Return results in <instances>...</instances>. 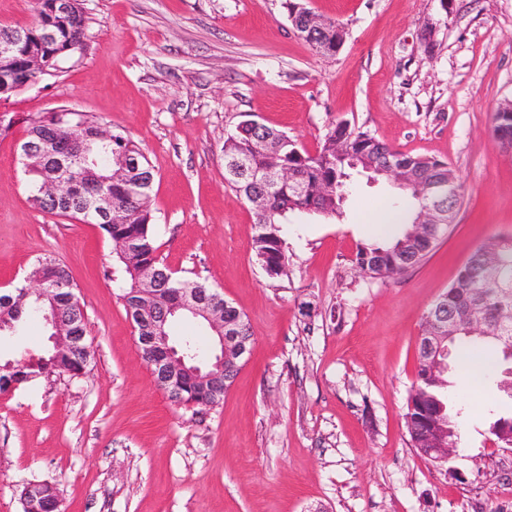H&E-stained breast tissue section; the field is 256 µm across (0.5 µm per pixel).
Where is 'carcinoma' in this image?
<instances>
[{
	"instance_id": "cac0c4a2",
	"label": "carcinoma",
	"mask_w": 512,
	"mask_h": 512,
	"mask_svg": "<svg viewBox=\"0 0 512 512\" xmlns=\"http://www.w3.org/2000/svg\"><path fill=\"white\" fill-rule=\"evenodd\" d=\"M58 33V43L43 49L42 56L57 54L55 61L65 58L61 50L82 44L85 18L78 7L68 15L54 11L53 0H45L42 11L29 29L30 36L25 42L16 44L11 54V68L25 76L42 80L46 74L33 71L30 63L32 48L37 45L40 31L46 27ZM27 136L22 142L33 152L21 156L25 171L31 177L33 186L32 202L42 211L77 220H87L97 225L111 241L125 240L134 248V254L114 252L117 268L106 270L105 276L112 279L118 288V297L125 303L147 299L159 311L168 312L164 332L172 335L171 323L183 317L174 309L182 291L188 288H206L199 282L176 278L167 265L159 258L155 246L151 210L142 207L140 199L151 194L155 170L141 149L131 139L112 134L108 144L97 140L100 121L84 112H48L26 119ZM59 127L73 129L81 142L90 147L87 174L84 164L74 159L59 163L56 159V130ZM344 138L351 151L365 157L369 162L383 166L387 161L401 163L414 177V185L395 187L391 202V213L397 217L391 231L380 230L365 243L356 247L355 262L362 273L379 278L387 272L386 278L394 279L409 268L419 265L437 243L448 237L452 224H441L424 235H414L413 224L419 217L421 205L429 197L440 202L441 209L454 214L459 207L461 196L448 197V181H457L451 167L444 162L404 153L379 141L366 131L356 129L340 121L323 137L319 149L313 155L303 153L297 140L287 132L268 127L254 120L243 121L224 138L222 152L224 167L236 159L248 156L251 172L238 178L226 176L230 186L248 203L254 198H266L261 210H253L255 236L253 247L258 260L271 276L287 274L288 257L283 248L281 225L291 214H315L329 218H342L344 211L340 200L346 198L349 184L343 179L345 165L336 150V140ZM268 142L277 155L279 163L292 167L300 174L299 185L284 183L273 187L255 177L267 164V156L255 151L257 141ZM49 179H66L76 183L81 193L72 202L57 201L42 192L43 183ZM107 195L112 199V219L100 216L97 200ZM483 244L477 247L463 266L466 275L457 276L452 286L429 308L426 317H438L457 313L462 316L478 314L489 324L497 323L500 305L505 298L512 299V244L503 243L497 251L499 267L496 281L485 282L480 274ZM151 268L158 271V278L151 282L142 281L139 271ZM28 278L45 279L51 284L47 293L58 299L61 318L70 317L79 307L71 304L76 297L72 278L62 263L51 256L37 258L31 266ZM24 302H18L19 298ZM47 301L39 295H25V288L16 289L14 294L0 295V336L20 335L31 321L43 319L41 308ZM493 345L497 354L490 370L501 377L500 385L512 397V317L508 319V330L503 337L482 333L463 325L451 340L449 347L482 351ZM94 358L88 344L74 351L62 349L51 351L36 361L20 357L0 364V392L7 390L12 382H31L38 379L67 376L76 379L83 376ZM418 385L412 386L404 415L405 427L411 446L416 448L426 431L432 425L448 431V439L461 440L460 424L448 409V377L428 373L423 359H418ZM181 404L198 408H212L223 400L224 392L206 389L195 380L185 377L180 383ZM24 512H48L59 498L55 485L48 482L31 483L22 492Z\"/></svg>"
}]
</instances>
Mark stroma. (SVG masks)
<instances>
[{"label": "stroma", "instance_id": "stroma-1", "mask_svg": "<svg viewBox=\"0 0 512 512\" xmlns=\"http://www.w3.org/2000/svg\"><path fill=\"white\" fill-rule=\"evenodd\" d=\"M302 2L342 24L339 53L297 36L289 0H78L82 49L0 101L15 118L0 135V283L59 258L94 351L81 378L0 393V512H23L40 481L61 512H512V451L489 434L512 398L495 381L469 391L449 358L462 438L446 466L420 457L404 424L424 314L475 248L512 239V154L491 136L512 102V0ZM62 107L140 146L160 258L248 321L249 359L219 406L159 389L104 275L113 248L98 226L34 207L18 159L26 119ZM247 119L311 154L346 121L448 163L461 185L451 234L399 279L366 276L356 246L394 190L356 174L343 220L289 216L288 273L270 277L251 207L224 180V138Z\"/></svg>", "mask_w": 512, "mask_h": 512}]
</instances>
